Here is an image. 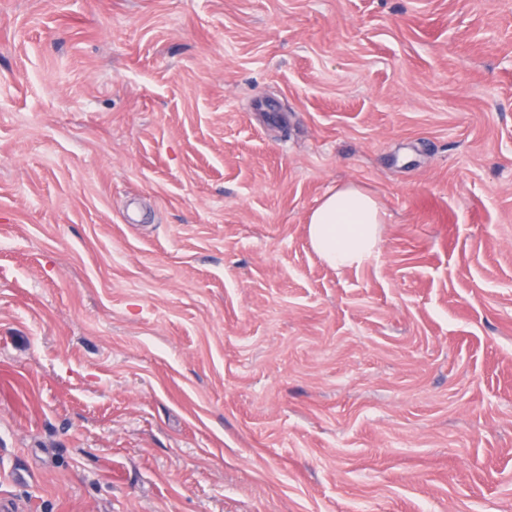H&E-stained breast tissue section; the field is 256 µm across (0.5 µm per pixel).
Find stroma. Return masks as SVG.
Masks as SVG:
<instances>
[{
	"mask_svg": "<svg viewBox=\"0 0 512 512\" xmlns=\"http://www.w3.org/2000/svg\"><path fill=\"white\" fill-rule=\"evenodd\" d=\"M2 499L512 512V0H0ZM307 224L310 244L325 263L353 268L373 257L384 217L371 195L342 186L323 197Z\"/></svg>",
	"mask_w": 512,
	"mask_h": 512,
	"instance_id": "35a3bbf8",
	"label": "stroma"
}]
</instances>
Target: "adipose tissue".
Wrapping results in <instances>:
<instances>
[{
    "label": "adipose tissue",
    "instance_id": "obj_1",
    "mask_svg": "<svg viewBox=\"0 0 512 512\" xmlns=\"http://www.w3.org/2000/svg\"><path fill=\"white\" fill-rule=\"evenodd\" d=\"M383 221L371 195L354 186H342L326 194L310 212V244L329 266L358 267L373 257Z\"/></svg>",
    "mask_w": 512,
    "mask_h": 512
}]
</instances>
